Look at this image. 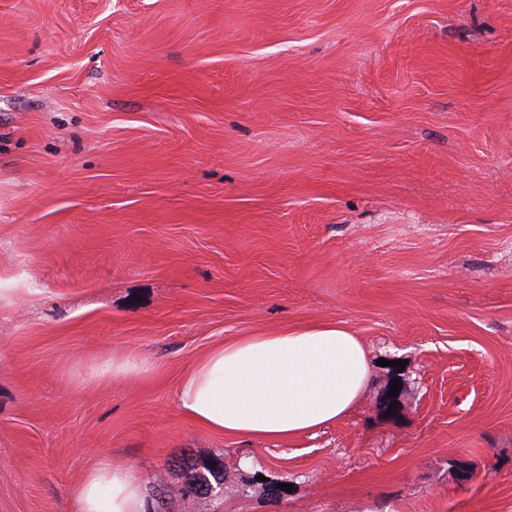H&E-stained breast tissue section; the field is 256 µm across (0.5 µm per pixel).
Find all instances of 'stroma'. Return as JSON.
<instances>
[{
    "mask_svg": "<svg viewBox=\"0 0 512 512\" xmlns=\"http://www.w3.org/2000/svg\"><path fill=\"white\" fill-rule=\"evenodd\" d=\"M321 324L371 362L343 420L180 412ZM105 459L146 512H512V0H0V512ZM148 371V367L144 363H139L132 358H126L122 361L117 362H106L97 367L96 373L99 375H122L129 372H145Z\"/></svg>",
    "mask_w": 512,
    "mask_h": 512,
    "instance_id": "35a3bbf8",
    "label": "stroma"
}]
</instances>
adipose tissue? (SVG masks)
I'll list each match as a JSON object with an SVG mask.
<instances>
[{
    "label": "adipose tissue",
    "mask_w": 512,
    "mask_h": 512,
    "mask_svg": "<svg viewBox=\"0 0 512 512\" xmlns=\"http://www.w3.org/2000/svg\"><path fill=\"white\" fill-rule=\"evenodd\" d=\"M357 336L326 324L214 346L184 373L181 413L232 437L286 440L344 419L369 379ZM78 512H144L140 482L101 461L80 486Z\"/></svg>",
    "instance_id": "adipose-tissue-1"
}]
</instances>
